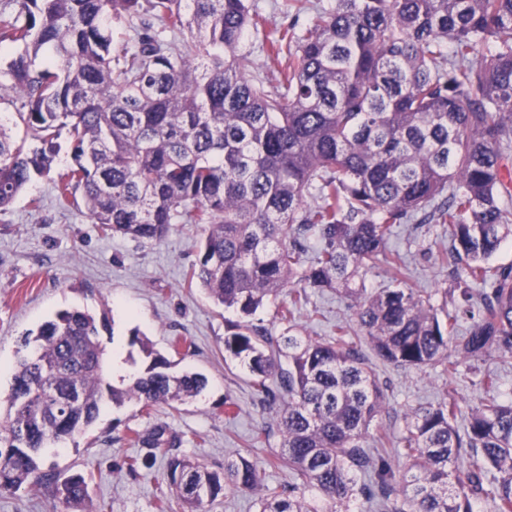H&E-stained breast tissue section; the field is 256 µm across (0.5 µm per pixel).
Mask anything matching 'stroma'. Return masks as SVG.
Returning a JSON list of instances; mask_svg holds the SVG:
<instances>
[{
	"label": "stroma",
	"instance_id": "1",
	"mask_svg": "<svg viewBox=\"0 0 512 512\" xmlns=\"http://www.w3.org/2000/svg\"><path fill=\"white\" fill-rule=\"evenodd\" d=\"M201 237L192 224L172 225L163 241L151 245L103 234L83 204L58 205L48 176L34 177L9 210L0 213L1 396L9 393L25 335L73 307L108 315L110 327L101 336L106 350L127 357L129 335L136 329L155 351L172 356L177 370L199 372L208 380L200 396L182 404H159L148 411L133 403L108 406L85 434L47 454L45 466L91 474L93 504L110 507L111 512H183L166 476V461L172 455L212 470L239 457L256 466V491L226 490L209 512H259L266 490L292 480L288 468L277 461L281 438L276 405L259 403L249 372L224 356V336L236 314L215 305L202 288L184 285L198 258ZM447 241V233L435 224L402 225L391 239L392 247L406 258L408 287L418 289L437 307L453 281L429 247ZM353 321L346 300L334 291L316 290L296 315V331L311 338L327 337L337 324ZM487 371L499 378L503 399L512 400V362L494 355L463 363L452 376L438 367L377 365L387 400L376 423L399 437L411 411L437 403L449 390L457 393L463 406L475 405L482 395L479 380ZM228 400L237 405L232 418L224 414ZM156 426L180 435V447L140 448L130 443L129 430ZM263 428L268 440L251 446L252 435ZM133 457L139 465L132 471L127 462ZM163 499L168 502L164 511L158 508ZM0 512H61V506L44 487L33 484L0 494Z\"/></svg>",
	"mask_w": 512,
	"mask_h": 512
}]
</instances>
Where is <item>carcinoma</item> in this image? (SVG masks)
I'll list each match as a JSON object with an SVG mask.
<instances>
[{"label": "carcinoma", "mask_w": 512, "mask_h": 512, "mask_svg": "<svg viewBox=\"0 0 512 512\" xmlns=\"http://www.w3.org/2000/svg\"><path fill=\"white\" fill-rule=\"evenodd\" d=\"M0 11V44L22 47L0 67V100L21 101L25 137L0 121V212L47 175L67 136L72 165L55 182L65 204L82 194L112 236L161 242L173 224L203 238L185 278L238 315L224 356L254 377L262 402L282 400L277 460L294 483L272 488L260 512H312L301 489L382 512H512V402L498 377L462 426L446 394L412 411L394 444L409 461L397 476L383 458L388 432L370 428L386 404L367 342L402 369L490 354L512 360V264L489 261L512 240V0H294L295 15L268 39L287 62L266 82L239 52L265 26L250 0H15ZM126 23L119 47L112 22ZM401 224H439L448 248L447 320L406 288L404 256L388 247ZM385 267L375 293L367 272ZM481 288L474 301L472 288ZM348 301L355 325L309 338L294 331L309 291ZM288 292L269 334L256 318ZM472 324L455 338L448 326ZM108 318L71 308L25 338L0 412V493L37 483L63 512H94L85 475L40 468L47 448L86 432L109 404L148 410L206 387L133 332L145 366L116 384L100 336ZM288 360L283 367L281 358ZM145 448H175L166 429L131 432ZM167 477L186 507L207 512L227 489L252 490L241 458L212 471L171 457Z\"/></svg>", "instance_id": "carcinoma-1"}]
</instances>
